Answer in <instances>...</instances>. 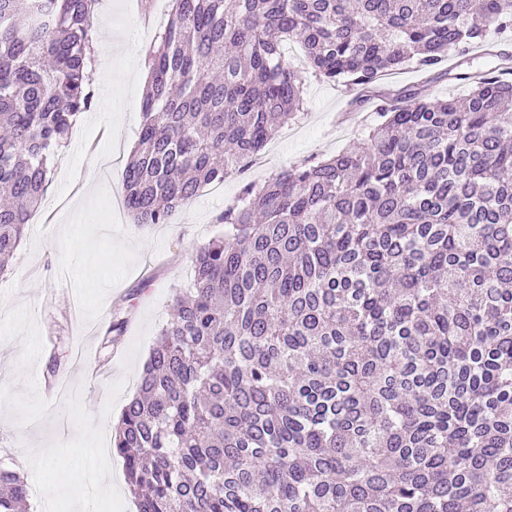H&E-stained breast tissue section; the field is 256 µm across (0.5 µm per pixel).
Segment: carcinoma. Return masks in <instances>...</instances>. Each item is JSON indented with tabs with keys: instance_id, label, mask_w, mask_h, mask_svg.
I'll return each instance as SVG.
<instances>
[{
	"instance_id": "carcinoma-1",
	"label": "carcinoma",
	"mask_w": 512,
	"mask_h": 512,
	"mask_svg": "<svg viewBox=\"0 0 512 512\" xmlns=\"http://www.w3.org/2000/svg\"><path fill=\"white\" fill-rule=\"evenodd\" d=\"M95 0H0V270L93 101ZM123 201L165 224L317 78L371 89L512 32V0H171ZM383 97L355 148L248 182L112 450L138 512H512V81ZM30 487L0 467V512Z\"/></svg>"
}]
</instances>
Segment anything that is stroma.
I'll list each match as a JSON object with an SVG mask.
<instances>
[{
    "instance_id": "obj_1",
    "label": "stroma",
    "mask_w": 512,
    "mask_h": 512,
    "mask_svg": "<svg viewBox=\"0 0 512 512\" xmlns=\"http://www.w3.org/2000/svg\"><path fill=\"white\" fill-rule=\"evenodd\" d=\"M169 11V0H97L93 28L108 49L94 53L88 71L92 107L54 157L42 204L0 274V464L26 478L30 512H137L111 448L112 428L137 393L176 289L191 283L194 252L223 234L216 217L244 183L350 148L377 120L378 100L306 76L302 108L250 170L205 187L168 223L137 227L124 206L122 175L141 123L146 55ZM131 36L141 54L127 51ZM488 63L478 48L453 53L442 72L425 77L407 66L380 89L459 97L466 89L450 69ZM118 316L127 320L121 340L103 347ZM80 349L95 353L97 381L76 367ZM31 448L44 451L42 465L32 463ZM101 466L109 482L93 497L86 476Z\"/></svg>"
}]
</instances>
